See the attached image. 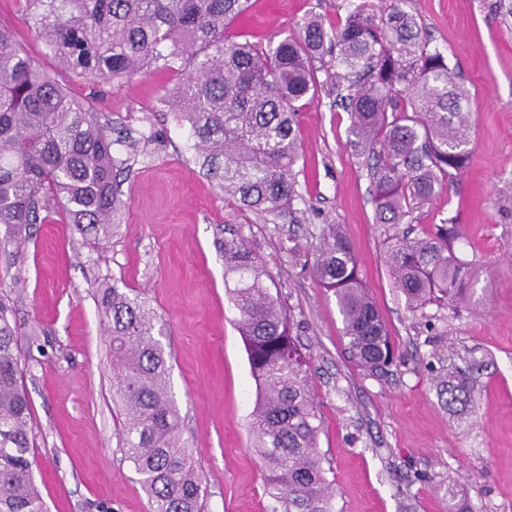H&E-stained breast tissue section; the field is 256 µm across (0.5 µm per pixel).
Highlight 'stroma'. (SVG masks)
<instances>
[{"mask_svg": "<svg viewBox=\"0 0 512 512\" xmlns=\"http://www.w3.org/2000/svg\"><path fill=\"white\" fill-rule=\"evenodd\" d=\"M360 3L377 15L386 6L250 0L232 31L263 46L311 14L335 29ZM407 9L462 78L471 149L462 177L417 213L412 229L421 236L456 225L454 249L476 271L465 302L417 312L387 263L397 229L375 219L370 166L348 144L331 55L315 60L320 88L297 115L299 198L273 224L225 200L204 175L184 129L158 107L168 75L77 79L29 28L25 0H0V24L35 63L141 140L137 154L118 153L129 162L121 186L129 206L106 248L84 245L56 214L20 248L0 251V304L16 327L33 477L49 512H150L123 452L124 415L98 318L103 279L132 289L155 314L182 437L204 476L205 512H270L250 430L256 384L224 286L219 240L228 229L270 274L307 359L334 512H512V0H408ZM150 133L156 141L144 142ZM326 224L351 244L391 337L395 359L383 375L353 361L336 299L314 274L311 245ZM469 362L473 402L454 413L441 403L438 376Z\"/></svg>", "mask_w": 512, "mask_h": 512, "instance_id": "1", "label": "stroma"}]
</instances>
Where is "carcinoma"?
I'll return each instance as SVG.
<instances>
[{"label":"carcinoma","instance_id":"carcinoma-1","mask_svg":"<svg viewBox=\"0 0 512 512\" xmlns=\"http://www.w3.org/2000/svg\"><path fill=\"white\" fill-rule=\"evenodd\" d=\"M27 2L34 34L74 77L122 81L162 72L175 79L159 104L176 114L201 169L224 197L266 221L291 212L300 198L294 119L318 92L313 61L327 52H336V86L346 90L340 100L351 116L349 146L373 161L379 223H412L464 173L467 92L443 53L429 48L406 0H391L381 18L358 5L332 34L306 17L265 48L229 35L249 0ZM111 132L109 121L72 99L0 25V250L46 223L56 208L85 242L109 243L127 207L117 180L125 161L114 146L133 147L129 134ZM457 236L456 227L443 224L390 246L388 262L410 309L463 299L470 269L454 250ZM313 249L314 273L336 297L352 358L373 375L385 373L394 351L349 242L328 224ZM264 276L245 239H224V285L257 386L251 430L276 502L271 512H333L306 360ZM97 301L112 387L125 415V455L151 512H202L206 488L182 439L170 357L154 334L153 316L115 283H100ZM15 345L0 304V512H48L32 476L30 414ZM440 386L446 407L472 403L470 369L452 368Z\"/></svg>","mask_w":512,"mask_h":512}]
</instances>
